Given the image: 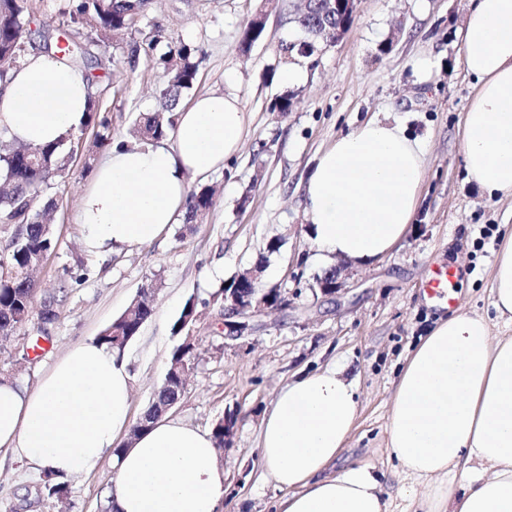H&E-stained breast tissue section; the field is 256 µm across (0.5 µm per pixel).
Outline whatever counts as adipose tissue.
I'll return each instance as SVG.
<instances>
[{"instance_id":"ef3b65f1","label":"adipose tissue","mask_w":512,"mask_h":512,"mask_svg":"<svg viewBox=\"0 0 512 512\" xmlns=\"http://www.w3.org/2000/svg\"><path fill=\"white\" fill-rule=\"evenodd\" d=\"M461 36L463 66L475 80L462 124L467 174L488 196L509 198L512 0H475ZM89 94L82 68L32 53L0 83V129L31 146L61 141L85 125ZM245 126L229 90L178 106L159 143L114 145L78 206L86 250L103 256L158 239L186 211L188 176L223 168ZM425 173L422 144L400 126L370 121L338 137L304 187L318 248L359 263L388 255L414 218ZM493 292L498 314L512 322V238L497 257ZM487 336L483 318L439 319L401 373L390 453L414 482V512H512V336L492 345ZM131 397L127 362L96 339L78 342L34 389L0 381V449L62 476L112 458V512H220L225 475L211 435L165 416L123 448ZM357 417L356 389L335 367L279 391L259 436L263 465L287 492L277 512H391L372 466L324 474ZM470 463L483 476L451 481Z\"/></svg>"}]
</instances>
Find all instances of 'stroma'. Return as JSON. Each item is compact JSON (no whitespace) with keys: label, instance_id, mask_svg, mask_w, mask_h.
<instances>
[{"label":"stroma","instance_id":"1","mask_svg":"<svg viewBox=\"0 0 512 512\" xmlns=\"http://www.w3.org/2000/svg\"><path fill=\"white\" fill-rule=\"evenodd\" d=\"M76 0H25L26 50L56 43L60 22ZM471 0H358L343 40L317 62L297 61L286 80L280 41L302 39L294 19L302 0H150L136 41L149 50L129 61L127 43L91 47L84 63L94 70L101 115L113 142L129 147L135 118L155 111L163 69L160 58L180 43L200 46L203 58L192 95L234 90L246 114L241 150L224 169L188 186L215 191L201 224L170 225L154 242L100 259L82 244L76 222L81 195L90 186L105 149L96 130L83 127L82 146L64 177L48 191L54 248L35 273L39 293L64 291L56 322L30 326L0 350V379L31 389L73 343L100 332L119 316L139 289L157 282L155 312L129 344L132 413L140 415L164 379L178 338L173 325L185 303L199 312L194 334L198 357L173 417L211 430L225 413L238 422L234 446L220 453L225 494L222 512H275L284 498L266 472L258 436L266 411L284 385L333 365L353 381L359 415L348 442L325 471L371 465L382 472L393 512H407L408 482L389 453L390 408L406 358L447 308L428 305L421 288L431 268L457 271L453 290L463 314L483 316L495 336L512 332L496 316L491 292L497 255L512 235V199L488 198L469 181L461 144V119L473 80L461 64L460 31ZM266 9L261 39L249 52L241 33L257 9ZM293 93L287 112L271 111L274 99ZM370 120L397 124L425 147L426 177L407 237L388 255L347 262L336 298L320 294L325 267L310 235L302 187L317 157L336 138ZM276 250H269L270 242ZM260 270L261 282L287 292L290 309L259 317L250 336H224L223 303L216 294L238 274ZM112 463L69 477L67 512H107ZM41 476L0 450V512H58L38 504Z\"/></svg>","mask_w":512,"mask_h":512}]
</instances>
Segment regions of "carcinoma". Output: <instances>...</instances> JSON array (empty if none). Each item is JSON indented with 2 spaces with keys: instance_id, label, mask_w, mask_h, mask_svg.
I'll list each match as a JSON object with an SVG mask.
<instances>
[{
  "instance_id": "obj_1",
  "label": "carcinoma",
  "mask_w": 512,
  "mask_h": 512,
  "mask_svg": "<svg viewBox=\"0 0 512 512\" xmlns=\"http://www.w3.org/2000/svg\"><path fill=\"white\" fill-rule=\"evenodd\" d=\"M24 0H0V81H6L11 71L19 68L25 58V48L21 42L24 25ZM149 0H78L70 21L78 23L85 31L86 40L99 41L109 33L129 34L136 30L131 24L132 16H143ZM328 0H313L311 8L297 17V23L309 35V43L315 48L322 47L321 33L336 26L338 19L328 8ZM44 53L55 58L59 54L68 56L84 55L85 45L78 41H68V46H44ZM165 80L160 89L159 109L141 117L135 123L133 134L146 142H156L167 136L175 125V112L183 94L191 89L199 72V50L186 44L169 51L165 60ZM88 122L99 127L95 147H104L112 140V131L107 120L99 118V107L95 93L89 96ZM62 144L52 143L41 146L26 145L5 154H0V173L10 180L9 189L0 191V224L24 225L25 232L19 243L9 240L6 250L7 269L0 268V341H9L16 334L18 317L29 314L38 324L54 323L59 318V299H52L34 307L32 297L34 284L27 277V270L34 256L53 249L51 233L44 226L46 214L53 208L51 200L43 201L42 193L50 182L63 174L67 157L62 154ZM214 205V195L207 186L192 188L187 192L185 224L197 223L199 217ZM144 305L140 316L132 318L129 310H124L97 336V341L108 346L118 356H123L130 341L137 336L142 326L152 317L154 306L146 302L144 295L135 297L129 306ZM194 342L182 337L169 353L167 368L193 358ZM174 391L163 389L157 392L144 409L147 423L135 422L130 427L133 435L149 429L160 416L163 406L172 400ZM238 414L227 413V420H219L212 428V438L218 448L224 447V423L235 429ZM69 495V485L60 480V475L46 471L42 482L35 490L39 501L53 500L64 502Z\"/></svg>"
}]
</instances>
